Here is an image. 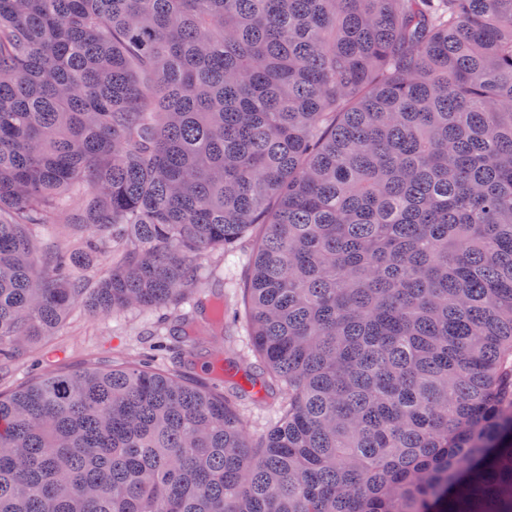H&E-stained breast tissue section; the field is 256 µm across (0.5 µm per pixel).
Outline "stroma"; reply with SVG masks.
Masks as SVG:
<instances>
[{"label": "stroma", "instance_id": "1", "mask_svg": "<svg viewBox=\"0 0 512 512\" xmlns=\"http://www.w3.org/2000/svg\"><path fill=\"white\" fill-rule=\"evenodd\" d=\"M192 308L189 299L144 313L94 312L86 305H74L60 329L0 362V393L11 394L43 374L76 370L90 362L109 365L134 361L150 353L157 367L225 392H234L245 376H259L261 364L243 327L231 328L225 336H205L192 344L170 336L177 316ZM270 402V394L263 390L240 398L241 417L251 434L262 435L275 422Z\"/></svg>", "mask_w": 512, "mask_h": 512}]
</instances>
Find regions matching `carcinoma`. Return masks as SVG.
Wrapping results in <instances>:
<instances>
[{
	"label": "carcinoma",
	"instance_id": "carcinoma-1",
	"mask_svg": "<svg viewBox=\"0 0 512 512\" xmlns=\"http://www.w3.org/2000/svg\"><path fill=\"white\" fill-rule=\"evenodd\" d=\"M256 229L275 425L148 365L48 375L0 395V512H512V0H0V356ZM34 235L39 242L57 245L62 250H70L71 244L61 224H43L35 228ZM112 260V253H96L83 263L73 265L74 278L90 286L97 278L104 275Z\"/></svg>",
	"mask_w": 512,
	"mask_h": 512
}]
</instances>
